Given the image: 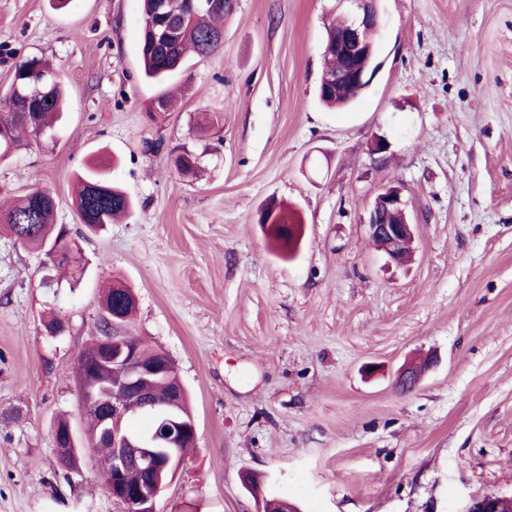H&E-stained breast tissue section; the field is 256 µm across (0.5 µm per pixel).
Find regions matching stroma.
Returning a JSON list of instances; mask_svg holds the SVG:
<instances>
[{
  "mask_svg": "<svg viewBox=\"0 0 512 512\" xmlns=\"http://www.w3.org/2000/svg\"><path fill=\"white\" fill-rule=\"evenodd\" d=\"M232 3L221 48L156 85L140 72L141 0H0V90L36 56L68 98L0 161V207L52 192L87 261L77 288H47L43 253L0 233V512H124L95 463L63 469L53 440L61 417L86 429L77 357L116 277L137 297L126 332L174 361L198 429L158 512H257L247 472L301 512H468L511 495L512 0H377L378 73L339 113L318 99L336 0ZM174 86L176 108L156 112ZM203 112L218 123L198 129ZM183 151L195 175L174 170ZM93 165L135 210L89 233L73 196ZM391 185L414 225L406 266L363 224ZM272 200L303 226L295 257L258 222Z\"/></svg>",
  "mask_w": 512,
  "mask_h": 512,
  "instance_id": "obj_1",
  "label": "stroma"
}]
</instances>
